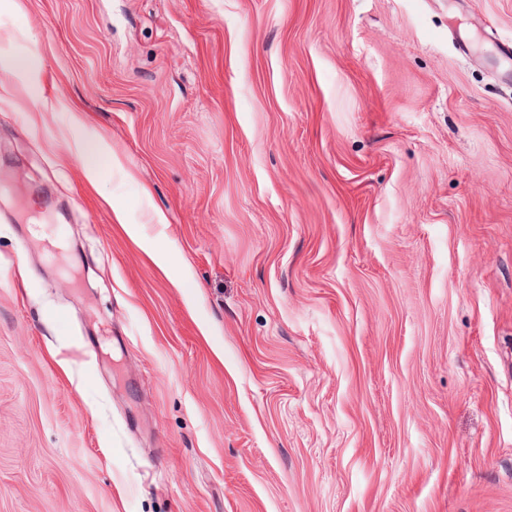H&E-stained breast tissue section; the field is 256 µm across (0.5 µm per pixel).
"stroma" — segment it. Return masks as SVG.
Masks as SVG:
<instances>
[{"mask_svg": "<svg viewBox=\"0 0 512 512\" xmlns=\"http://www.w3.org/2000/svg\"><path fill=\"white\" fill-rule=\"evenodd\" d=\"M511 39L512 0H0V512H512ZM73 153L81 162V168L89 184L99 190L98 160L104 153L101 144L96 140H77L73 145Z\"/></svg>", "mask_w": 512, "mask_h": 512, "instance_id": "1", "label": "stroma"}]
</instances>
